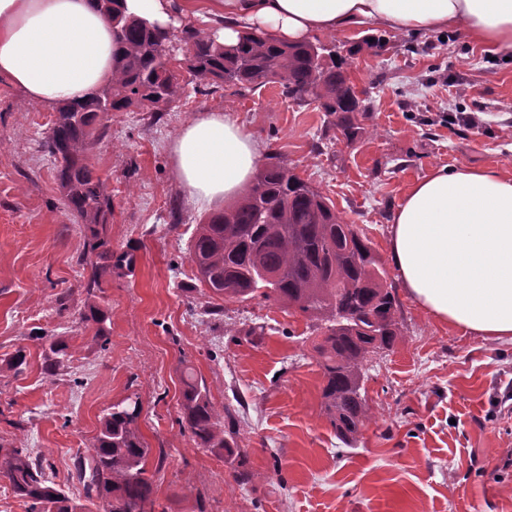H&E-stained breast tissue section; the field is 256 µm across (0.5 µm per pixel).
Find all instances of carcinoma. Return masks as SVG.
<instances>
[{"mask_svg": "<svg viewBox=\"0 0 512 512\" xmlns=\"http://www.w3.org/2000/svg\"><path fill=\"white\" fill-rule=\"evenodd\" d=\"M121 50L112 79L79 101L56 108L57 116L44 147L56 162V180L67 207L88 232L84 259L91 266L88 289L101 287L102 275L130 270L135 256L112 250L106 225L112 212L107 183L88 162L89 140L106 127L112 112L134 108L160 111L182 84L214 93L226 86L242 91L277 83L294 100L315 103L334 118L341 135L357 130L361 99L350 83L346 61L320 41L285 44L247 33L225 45L189 23L180 31L181 48L168 58L167 29L127 16L120 0H97ZM383 37L367 36L350 54H377ZM195 280L209 292L206 312L222 311L213 298L241 302L257 297L287 304L322 330L316 347L325 379V411L347 445L373 420L362 383L374 350L393 345L400 333L397 304L387 272L373 254L369 239L336 212L322 192L275 155L260 168L242 198L213 212L197 225L190 244ZM68 343L49 337L43 374H58ZM181 422L195 443L229 453L224 415L210 389L193 373L183 378ZM137 411L114 404L102 418L91 452L75 463V475L99 512H154L146 461L150 449L133 427ZM0 477L27 505V512H84L59 484L46 477L43 460L29 448H8L0 455Z\"/></svg>", "mask_w": 512, "mask_h": 512, "instance_id": "obj_1", "label": "carcinoma"}]
</instances>
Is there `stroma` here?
Instances as JSON below:
<instances>
[{
    "label": "stroma",
    "mask_w": 512,
    "mask_h": 512,
    "mask_svg": "<svg viewBox=\"0 0 512 512\" xmlns=\"http://www.w3.org/2000/svg\"><path fill=\"white\" fill-rule=\"evenodd\" d=\"M384 34V51L349 48ZM348 59L364 107L345 141L316 104L269 84L239 95L185 86L161 111L114 112L89 152L112 192L106 226L132 272L88 292L86 229L58 189L44 150L55 112L0 81V446L41 454L47 476L76 502L78 455L105 413L139 398L135 422L150 453L154 512H512V343L466 336L388 282L401 334L374 353L363 392L374 414L354 446L336 435L315 351L321 336L275 300H227L216 315L194 278L189 246L207 207L178 184L169 144L203 110L234 112L299 176L318 187L387 263L393 211L431 168L467 165L512 176V60L462 31L419 34L368 24L323 33ZM108 314L102 350L81 315ZM50 336L65 338L58 375L45 378ZM25 350L22 373L7 370ZM229 407L233 455L197 447L180 422L184 371ZM247 471L253 479L242 483Z\"/></svg>",
    "instance_id": "35a3bbf8"
}]
</instances>
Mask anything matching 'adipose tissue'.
I'll return each mask as SVG.
<instances>
[{
	"label": "adipose tissue",
	"instance_id": "adipose-tissue-1",
	"mask_svg": "<svg viewBox=\"0 0 512 512\" xmlns=\"http://www.w3.org/2000/svg\"><path fill=\"white\" fill-rule=\"evenodd\" d=\"M131 16L166 28L190 0H122ZM215 34L237 43L246 28L296 43L372 22L414 33L461 28L485 52L512 53V0H210ZM118 47L94 0H0V81L52 109L112 78ZM262 145L221 109L196 113L170 146L192 202H236L253 180ZM390 263L408 295L469 336L512 342V176L436 167L396 207Z\"/></svg>",
	"mask_w": 512,
	"mask_h": 512
}]
</instances>
